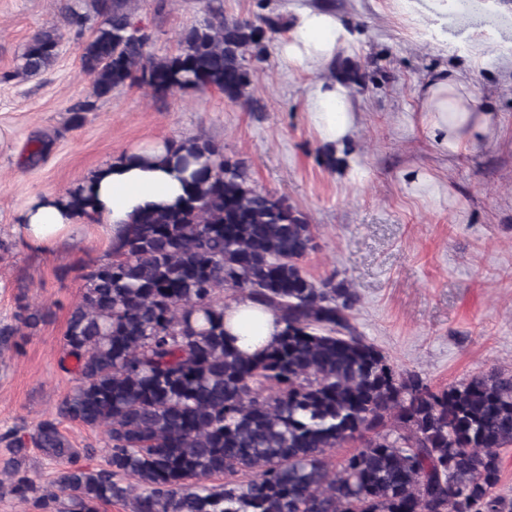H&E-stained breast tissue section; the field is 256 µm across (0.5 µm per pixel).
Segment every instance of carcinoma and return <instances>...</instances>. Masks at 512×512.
Here are the masks:
<instances>
[{"instance_id": "1", "label": "carcinoma", "mask_w": 512, "mask_h": 512, "mask_svg": "<svg viewBox=\"0 0 512 512\" xmlns=\"http://www.w3.org/2000/svg\"><path fill=\"white\" fill-rule=\"evenodd\" d=\"M131 2L92 0L99 21L81 63L96 99L137 85L247 102L254 64L286 30L279 17L226 18L211 5L175 53L155 59ZM60 40L54 29L35 34L21 74L51 67ZM338 72L358 86L369 79L347 58ZM174 158L189 173L182 202L142 211L84 275L63 336L78 385L29 436L0 435L15 454L30 443L64 464L55 489L16 463L0 495L35 512L127 500L131 512H512L496 493L500 449L512 446V375L436 388L395 370L352 324L354 289L303 271L316 243L300 211L254 187L243 162L208 139L178 142ZM67 195L93 218L90 187ZM226 286L277 314L273 345L250 355L224 334ZM61 418L104 429L105 467L79 464ZM351 442L359 448L333 463L331 451ZM243 472L254 478L234 479Z\"/></svg>"}]
</instances>
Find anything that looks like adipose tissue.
Returning a JSON list of instances; mask_svg holds the SVG:
<instances>
[{
	"label": "adipose tissue",
	"instance_id": "1",
	"mask_svg": "<svg viewBox=\"0 0 512 512\" xmlns=\"http://www.w3.org/2000/svg\"><path fill=\"white\" fill-rule=\"evenodd\" d=\"M356 49V31L325 6L295 10L276 47L281 68L307 75L303 86L307 122L321 145L335 151L348 144L360 122V104L350 83L333 74L338 57L355 54ZM418 110L427 136L447 152L492 141L496 133L493 112L454 70H439L428 80L419 92ZM87 181L95 190V218L113 241L144 208L170 206L184 195L172 146L164 142L149 143L112 159ZM19 219L26 239L44 251L51 250L77 222L66 199L53 195L30 201ZM282 329L273 311L245 296L224 310L225 333L236 337L238 347L249 354L272 344Z\"/></svg>",
	"mask_w": 512,
	"mask_h": 512
}]
</instances>
